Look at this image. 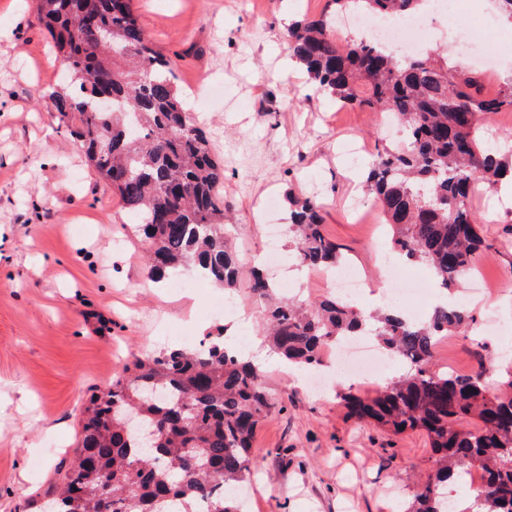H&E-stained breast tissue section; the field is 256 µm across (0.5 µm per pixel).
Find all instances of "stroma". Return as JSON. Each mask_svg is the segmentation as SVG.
Wrapping results in <instances>:
<instances>
[{"mask_svg":"<svg viewBox=\"0 0 512 512\" xmlns=\"http://www.w3.org/2000/svg\"><path fill=\"white\" fill-rule=\"evenodd\" d=\"M155 49L181 55L180 88L224 164V203L245 263L266 250L262 204L287 193L322 202L324 233L354 265L384 285L382 255L348 202L372 198L361 182L369 149L398 140L375 112L340 107L311 92L288 52L287 20L298 7L318 15L325 0H134ZM478 41L512 60V27L486 21L473 32L445 21L432 40L449 58ZM65 67L39 18L36 0H0V512H25L58 481L80 438L91 395L125 374L136 356L193 346L224 329L266 361L265 386L283 402L254 434L257 483L246 512H406L431 466L425 437L395 435L347 416L335 389L318 394L261 344L263 322L211 312L224 289H192V275L157 284L148 274L135 218L90 166L49 96ZM489 245L477 259L499 297L473 306L477 324L496 310L503 328L439 342L435 367L467 374L485 364L493 390L512 389V209L494 194L472 200ZM255 305L247 278L229 292Z\"/></svg>","mask_w":512,"mask_h":512,"instance_id":"obj_1","label":"stroma"}]
</instances>
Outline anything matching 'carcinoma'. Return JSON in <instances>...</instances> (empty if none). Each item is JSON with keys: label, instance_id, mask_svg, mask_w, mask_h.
I'll return each instance as SVG.
<instances>
[{"label": "carcinoma", "instance_id": "cac0c4a2", "mask_svg": "<svg viewBox=\"0 0 512 512\" xmlns=\"http://www.w3.org/2000/svg\"><path fill=\"white\" fill-rule=\"evenodd\" d=\"M424 3L327 0L320 15L289 25L288 47L309 84L339 105L389 113L404 127L402 144L377 150L364 185L392 229L394 255L426 265L454 298L413 321L394 307L358 311L335 295L274 299L258 269L250 284L264 302L268 342L299 370L352 336L372 335L405 359L407 372L374 395L336 397L361 423L425 434L433 468L408 512H448L447 483L468 470L485 482L453 512H512V395L491 392L482 364L469 374L432 366L437 340L474 323L461 299L485 247L472 186L512 183V150L490 143L482 120L512 110V79L489 94L477 71L423 53L399 60L336 35L335 18L350 10L402 18ZM37 10L70 75L50 95L55 112L136 214L151 276L193 268L234 287L240 263L224 232V165L184 109L180 57L154 49L133 0H37ZM102 94L112 97L109 111L97 106ZM287 201L296 261L316 270L344 262L346 249L323 233V207L293 193ZM125 373L90 398L51 512H240L255 428L278 405L258 364L221 329L197 349L137 357Z\"/></svg>", "mask_w": 512, "mask_h": 512}]
</instances>
